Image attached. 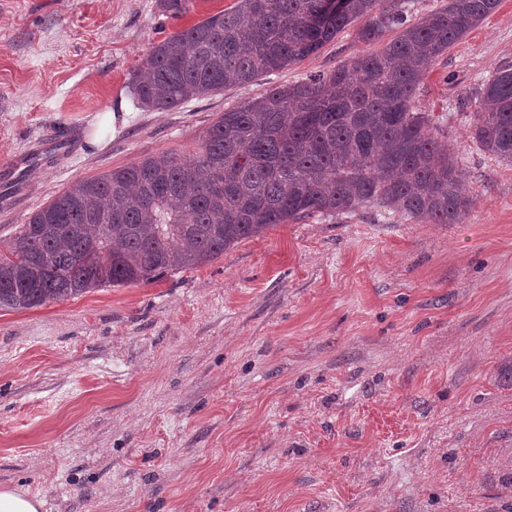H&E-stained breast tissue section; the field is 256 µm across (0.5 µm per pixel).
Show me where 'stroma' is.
Instances as JSON below:
<instances>
[{
  "mask_svg": "<svg viewBox=\"0 0 512 512\" xmlns=\"http://www.w3.org/2000/svg\"><path fill=\"white\" fill-rule=\"evenodd\" d=\"M235 2L0 0V164L28 160L0 192V242L75 181L192 155L225 110L369 49L350 26L253 83L141 107L129 82L151 47ZM504 65L512 0L417 93L461 160V223L367 207L150 283L0 309V484L42 512H512V164L461 105ZM52 132L73 148L35 162Z\"/></svg>",
  "mask_w": 512,
  "mask_h": 512,
  "instance_id": "35a3bbf8",
  "label": "stroma"
}]
</instances>
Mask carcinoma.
<instances>
[{"label":"carcinoma","instance_id":"cac0c4a2","mask_svg":"<svg viewBox=\"0 0 512 512\" xmlns=\"http://www.w3.org/2000/svg\"><path fill=\"white\" fill-rule=\"evenodd\" d=\"M499 0H447L408 22L401 0H236L154 44L131 78L157 112L245 85L317 52L360 23L370 45L329 73L274 86L225 111L187 158L166 152L83 179L12 230L0 248V309L157 280L224 255L278 224L379 207L456 224L472 206L417 90L432 64ZM473 139L512 163V68L477 90Z\"/></svg>","mask_w":512,"mask_h":512}]
</instances>
